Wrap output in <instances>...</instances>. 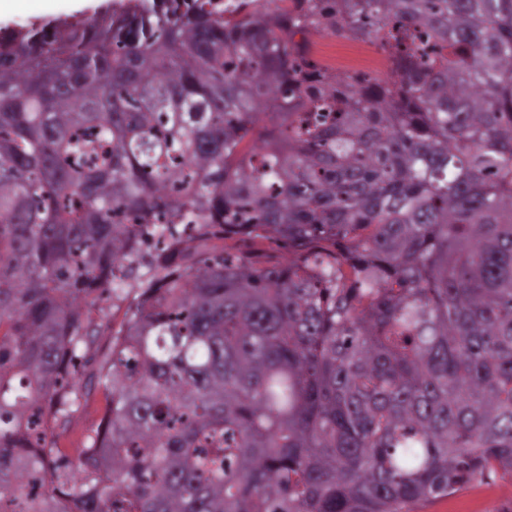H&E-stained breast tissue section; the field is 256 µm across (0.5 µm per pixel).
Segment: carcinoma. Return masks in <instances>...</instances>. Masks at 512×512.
<instances>
[{"label": "carcinoma", "mask_w": 512, "mask_h": 512, "mask_svg": "<svg viewBox=\"0 0 512 512\" xmlns=\"http://www.w3.org/2000/svg\"><path fill=\"white\" fill-rule=\"evenodd\" d=\"M241 4L0 30V512H410L512 476V0ZM318 29L402 69L330 74ZM99 306L104 308L103 313L98 315L95 312L93 315L99 324L97 345L100 349H103L109 342L112 334V296L108 298L107 295H104V299L99 303ZM104 405L103 395L101 393L93 394L87 406L73 416L66 442H76L87 435L97 424Z\"/></svg>", "instance_id": "1"}]
</instances>
